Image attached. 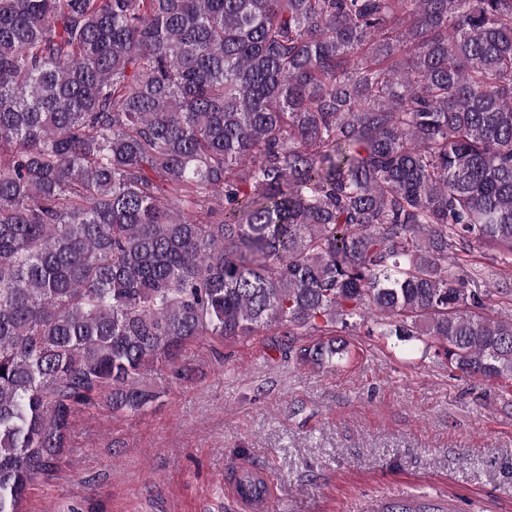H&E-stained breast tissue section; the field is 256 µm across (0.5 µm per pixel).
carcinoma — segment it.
Returning a JSON list of instances; mask_svg holds the SVG:
<instances>
[{
  "label": "carcinoma",
  "mask_w": 512,
  "mask_h": 512,
  "mask_svg": "<svg viewBox=\"0 0 512 512\" xmlns=\"http://www.w3.org/2000/svg\"><path fill=\"white\" fill-rule=\"evenodd\" d=\"M477 247L512 274V0H0V512L199 336L512 380Z\"/></svg>",
  "instance_id": "1"
}]
</instances>
